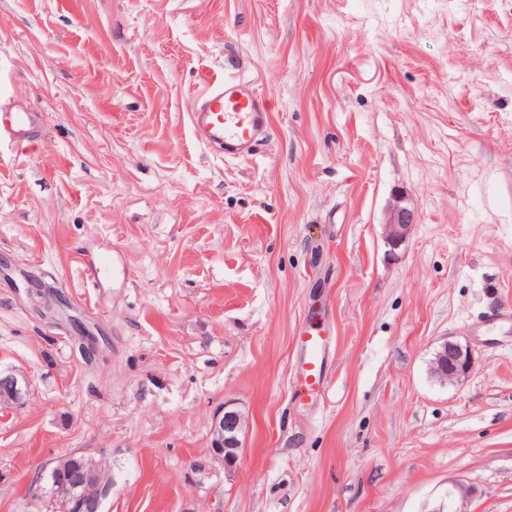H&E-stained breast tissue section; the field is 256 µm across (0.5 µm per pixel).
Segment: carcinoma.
Here are the masks:
<instances>
[{
    "label": "carcinoma",
    "mask_w": 512,
    "mask_h": 512,
    "mask_svg": "<svg viewBox=\"0 0 512 512\" xmlns=\"http://www.w3.org/2000/svg\"><path fill=\"white\" fill-rule=\"evenodd\" d=\"M35 482L39 492L34 497L45 496L42 506L49 512H103L89 508L88 500L100 491H112L114 484L109 470L84 455L57 460L48 471L38 472Z\"/></svg>",
    "instance_id": "cac0c4a2"
}]
</instances>
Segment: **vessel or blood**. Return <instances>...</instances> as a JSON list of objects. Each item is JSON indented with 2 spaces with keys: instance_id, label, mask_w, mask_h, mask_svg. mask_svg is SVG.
<instances>
[{
  "instance_id": "obj_1",
  "label": "vessel or blood",
  "mask_w": 512,
  "mask_h": 512,
  "mask_svg": "<svg viewBox=\"0 0 512 512\" xmlns=\"http://www.w3.org/2000/svg\"><path fill=\"white\" fill-rule=\"evenodd\" d=\"M196 141L228 155H250L267 137L269 113L266 100L250 82L232 76L211 77L204 93L189 115ZM35 135L28 113L0 107V146L22 151ZM306 350L301 375L307 387L322 382L323 343L321 336L301 337Z\"/></svg>"
}]
</instances>
